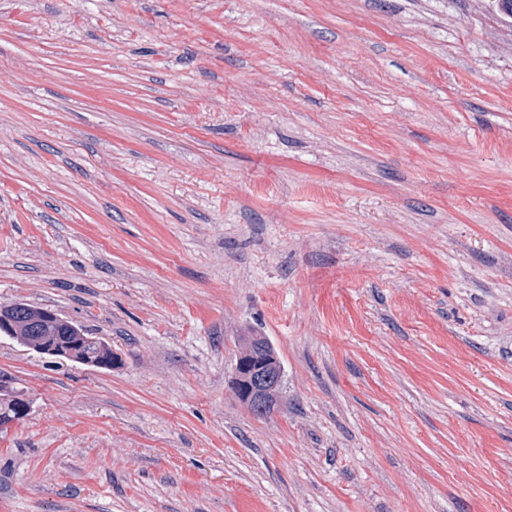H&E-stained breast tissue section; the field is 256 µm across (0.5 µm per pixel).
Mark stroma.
I'll return each mask as SVG.
<instances>
[{
	"label": "stroma",
	"mask_w": 512,
	"mask_h": 512,
	"mask_svg": "<svg viewBox=\"0 0 512 512\" xmlns=\"http://www.w3.org/2000/svg\"><path fill=\"white\" fill-rule=\"evenodd\" d=\"M15 301L120 360L0 337V512H512V16L0 0ZM261 338L266 351L275 357L277 363L281 361L271 342L264 336H245L248 339ZM257 350L245 345L238 353L234 368V395L249 409L268 415L274 406H270L267 395L278 389L282 383L283 368L272 359L263 357Z\"/></svg>",
	"instance_id": "obj_1"
}]
</instances>
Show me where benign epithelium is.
Instances as JSON below:
<instances>
[{"instance_id":"obj_1","label":"benign epithelium","mask_w":512,"mask_h":512,"mask_svg":"<svg viewBox=\"0 0 512 512\" xmlns=\"http://www.w3.org/2000/svg\"><path fill=\"white\" fill-rule=\"evenodd\" d=\"M12 308L11 304L0 306V335L15 338L20 334V326L10 315ZM27 346L41 354L86 363L78 342L63 343L51 336H45L37 342L27 341ZM282 377V366L246 345L241 348L235 363L234 395L247 407L268 415L273 411V407L267 401V395L279 388ZM11 409L12 414L0 419V423L7 425L27 416L29 402L23 397H18Z\"/></svg>"}]
</instances>
